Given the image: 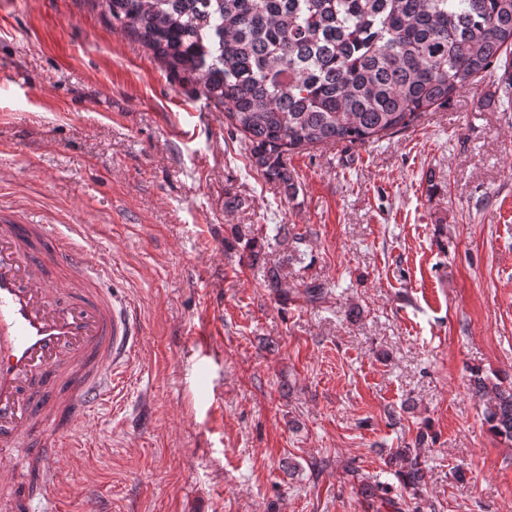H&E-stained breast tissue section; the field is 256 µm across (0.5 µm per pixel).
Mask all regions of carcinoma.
<instances>
[{
	"mask_svg": "<svg viewBox=\"0 0 512 512\" xmlns=\"http://www.w3.org/2000/svg\"><path fill=\"white\" fill-rule=\"evenodd\" d=\"M112 27L134 37L168 73L224 108L251 158L287 197L297 192L285 157L296 149L373 143L423 112L448 106L494 69L498 101L512 107V0H98ZM265 287L286 293L282 269L246 237ZM493 433L512 441V380H474ZM389 463L420 498L427 485L415 449ZM390 488L360 480L368 507L397 502Z\"/></svg>",
	"mask_w": 512,
	"mask_h": 512,
	"instance_id": "cac0c4a2",
	"label": "carcinoma"
}]
</instances>
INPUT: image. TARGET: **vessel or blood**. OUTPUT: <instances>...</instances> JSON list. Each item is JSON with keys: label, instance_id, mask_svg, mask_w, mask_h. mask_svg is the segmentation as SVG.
Masks as SVG:
<instances>
[{"label": "vessel or blood", "instance_id": "1", "mask_svg": "<svg viewBox=\"0 0 512 512\" xmlns=\"http://www.w3.org/2000/svg\"><path fill=\"white\" fill-rule=\"evenodd\" d=\"M87 244L0 215V494L31 512L59 478L48 465L76 420L112 397L138 326L103 285Z\"/></svg>", "mask_w": 512, "mask_h": 512}]
</instances>
